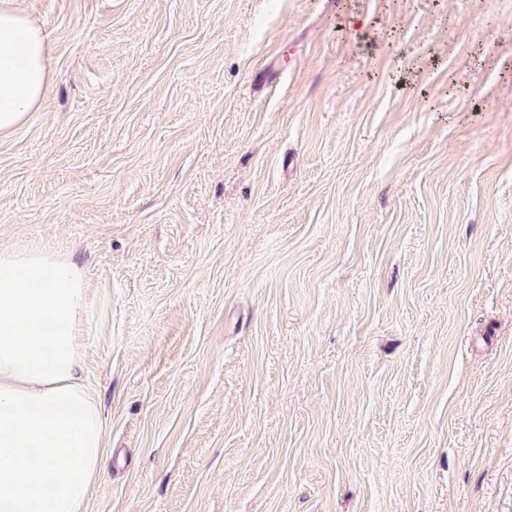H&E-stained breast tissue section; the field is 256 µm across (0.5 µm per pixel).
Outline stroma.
<instances>
[{"label": "stroma", "instance_id": "obj_1", "mask_svg": "<svg viewBox=\"0 0 512 512\" xmlns=\"http://www.w3.org/2000/svg\"><path fill=\"white\" fill-rule=\"evenodd\" d=\"M21 6L0 246L86 272L93 512H512V0ZM50 45L18 0L0 1V138L24 125L49 88Z\"/></svg>", "mask_w": 512, "mask_h": 512}]
</instances>
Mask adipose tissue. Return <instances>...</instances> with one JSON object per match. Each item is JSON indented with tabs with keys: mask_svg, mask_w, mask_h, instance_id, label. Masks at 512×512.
Masks as SVG:
<instances>
[{
	"mask_svg": "<svg viewBox=\"0 0 512 512\" xmlns=\"http://www.w3.org/2000/svg\"><path fill=\"white\" fill-rule=\"evenodd\" d=\"M49 53L19 0H0V138L41 107ZM86 303L73 261L0 248V512H90L111 452L80 375Z\"/></svg>",
	"mask_w": 512,
	"mask_h": 512,
	"instance_id": "adipose-tissue-1",
	"label": "adipose tissue"
}]
</instances>
